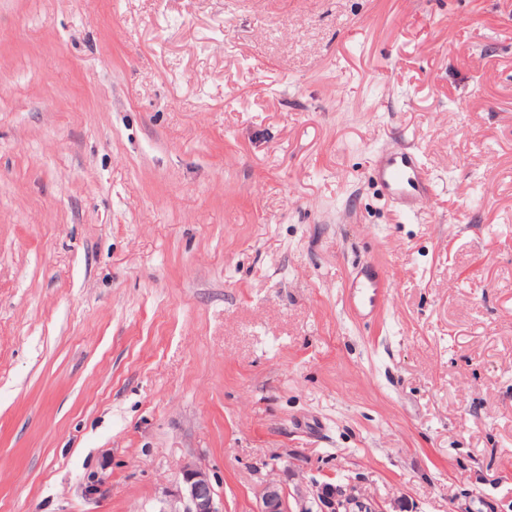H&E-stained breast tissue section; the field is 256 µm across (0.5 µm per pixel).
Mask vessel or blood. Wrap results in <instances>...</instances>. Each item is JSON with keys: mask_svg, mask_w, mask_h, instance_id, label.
<instances>
[{"mask_svg": "<svg viewBox=\"0 0 512 512\" xmlns=\"http://www.w3.org/2000/svg\"><path fill=\"white\" fill-rule=\"evenodd\" d=\"M372 180L383 197L407 217L431 208L435 183L418 148L409 142H387L373 156ZM392 282L385 267L367 260L358 264L348 280L347 308L357 319L368 321L384 311Z\"/></svg>", "mask_w": 512, "mask_h": 512, "instance_id": "1", "label": "vessel or blood"}]
</instances>
